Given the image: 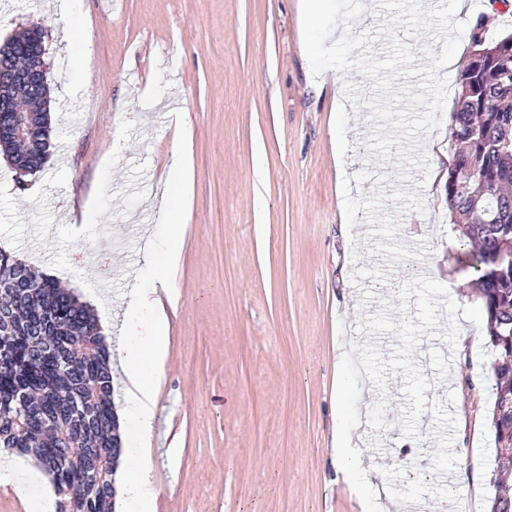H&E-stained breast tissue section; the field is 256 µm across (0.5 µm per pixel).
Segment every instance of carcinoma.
<instances>
[{
    "label": "carcinoma",
    "instance_id": "carcinoma-1",
    "mask_svg": "<svg viewBox=\"0 0 512 512\" xmlns=\"http://www.w3.org/2000/svg\"><path fill=\"white\" fill-rule=\"evenodd\" d=\"M479 16L470 54L457 74V98L450 136L459 151L448 171L452 217L462 216L469 245L466 266L472 292L486 323L495 392H512V369L501 365L512 352L497 341L512 326V32L493 36ZM32 30L12 38L13 51L0 58L3 69L25 70L36 63L26 51ZM14 107L39 132L30 150L38 172L55 148L50 89L36 96L14 92ZM27 146L0 134V154L12 167ZM20 281L0 296V448L39 459L67 496L58 512H115L112 467L115 412L111 351L89 305L61 287L54 276L0 250V277Z\"/></svg>",
    "mask_w": 512,
    "mask_h": 512
}]
</instances>
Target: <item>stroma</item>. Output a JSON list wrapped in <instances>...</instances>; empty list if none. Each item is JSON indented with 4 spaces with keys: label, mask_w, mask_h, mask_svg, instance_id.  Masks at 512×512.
Returning a JSON list of instances; mask_svg holds the SVG:
<instances>
[{
    "label": "stroma",
    "mask_w": 512,
    "mask_h": 512,
    "mask_svg": "<svg viewBox=\"0 0 512 512\" xmlns=\"http://www.w3.org/2000/svg\"><path fill=\"white\" fill-rule=\"evenodd\" d=\"M57 0H0V44L30 24L45 31L56 150L42 171L18 178L0 162V247L83 294L112 295L120 331L128 288H154L167 317L165 373L151 442L161 512H368L357 480L337 471L340 361L379 297L424 274L454 302L473 305L463 248L451 231L447 169L456 67L446 70L441 124L423 140L427 172L398 181L361 132L339 155L335 116L344 99L336 71L313 76L301 0H80L81 20ZM85 43L77 80L71 39ZM186 150L190 179L170 170ZM183 204L180 260L167 287L156 269L167 230L161 199ZM421 226L424 260L396 264L389 284L353 272L384 262L376 241H407ZM111 248V264L98 263ZM376 300L363 302V290ZM471 346L460 357L435 337L413 353L456 424L453 475H436L431 413L420 440L397 420L402 377L389 379L385 429L358 403L362 449L396 503L437 501L481 478L483 512L499 451L490 425L495 351L485 325L458 319ZM417 454L415 469L401 462Z\"/></svg>",
    "instance_id": "stroma-1"
}]
</instances>
